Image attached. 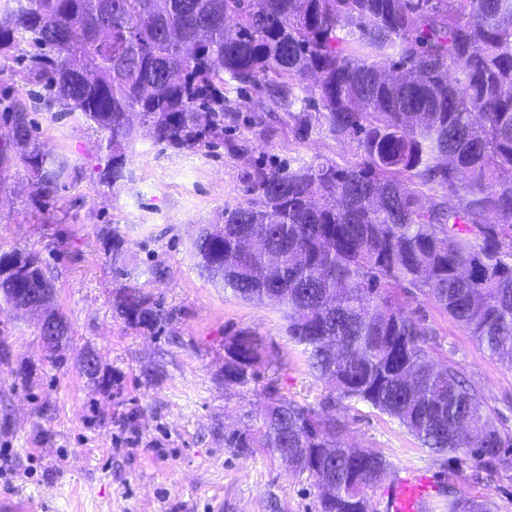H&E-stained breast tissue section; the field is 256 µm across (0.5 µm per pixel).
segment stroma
Here are the masks:
<instances>
[{
	"mask_svg": "<svg viewBox=\"0 0 512 512\" xmlns=\"http://www.w3.org/2000/svg\"><path fill=\"white\" fill-rule=\"evenodd\" d=\"M258 94L243 89L223 135L192 149L142 137L128 151L132 179L101 183V133L81 117L33 111L38 141L66 156L79 175L57 200L34 201L16 164L0 171V253L36 255L67 319L71 341L49 359L35 315L0 310V501L30 512H319L317 481L266 448L243 456L226 430L262 419L268 387L342 425L345 442L382 453L391 476L416 468L441 487L430 512H448L449 492L491 498L512 512V470L420 447L396 420L356 400H338L334 382L313 373L276 308L250 303L200 273L192 242L203 224L244 198L240 176L255 163L301 156L353 158L356 144L314 134L293 139L284 120L251 121ZM126 240L115 275L101 236ZM130 285L172 311L147 331L119 317L113 301ZM407 311L430 329L428 351L480 392L487 415L512 437V369L506 368L424 295ZM251 333L264 349L253 380L224 384V343ZM95 352L111 386L80 365ZM136 429V446L123 441Z\"/></svg>",
	"mask_w": 512,
	"mask_h": 512,
	"instance_id": "obj_1",
	"label": "stroma"
}]
</instances>
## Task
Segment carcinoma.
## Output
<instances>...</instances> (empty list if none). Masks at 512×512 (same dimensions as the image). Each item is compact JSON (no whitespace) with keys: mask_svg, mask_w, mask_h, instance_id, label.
Returning <instances> with one entry per match:
<instances>
[{"mask_svg":"<svg viewBox=\"0 0 512 512\" xmlns=\"http://www.w3.org/2000/svg\"><path fill=\"white\" fill-rule=\"evenodd\" d=\"M34 50L19 77L47 106L108 133L100 181L130 177L127 149L193 148L224 133L234 94L256 88L254 125L283 112L297 141H356V159L314 157L242 172L245 200L193 243L201 273L241 299L282 310L289 340L338 399L370 404L421 447L511 467L479 392L435 362L405 310L416 290L512 368V0H5L0 58ZM0 168L19 159L38 200L77 178L39 147L26 104L0 109ZM124 274L117 231L103 237ZM51 287L32 254H0V300ZM148 330L172 313L134 288L114 301ZM262 361L249 333L224 344V385ZM341 425L270 391L262 422L224 447L288 451V464L335 487L320 512H368L384 455L340 441ZM448 512L492 504L448 496Z\"/></svg>","mask_w":512,"mask_h":512,"instance_id":"obj_1","label":"carcinoma"}]
</instances>
